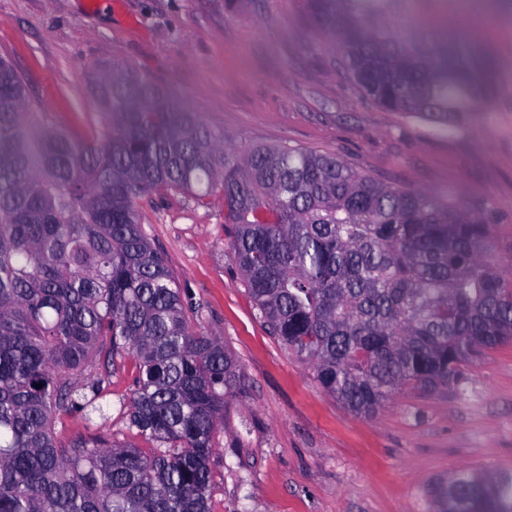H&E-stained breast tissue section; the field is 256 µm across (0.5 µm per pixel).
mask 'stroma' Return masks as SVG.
<instances>
[{
  "mask_svg": "<svg viewBox=\"0 0 512 512\" xmlns=\"http://www.w3.org/2000/svg\"><path fill=\"white\" fill-rule=\"evenodd\" d=\"M484 34L497 96L447 131L363 98L331 64L305 0H0V54L50 126L95 135L101 74L129 68L223 132L225 147L317 150L386 183L486 206L491 246L512 267V15L492 13ZM137 209L191 327L223 342L241 376L214 435L212 512H433L436 478L512 471V342L463 366L459 383L406 389L375 415H355L260 319L219 197L163 191ZM137 374L134 357L119 360L102 382L106 418L60 415L57 440L111 436L149 449L125 419Z\"/></svg>",
  "mask_w": 512,
  "mask_h": 512,
  "instance_id": "stroma-1",
  "label": "stroma"
}]
</instances>
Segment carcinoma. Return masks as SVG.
I'll return each instance as SVG.
<instances>
[{"mask_svg":"<svg viewBox=\"0 0 512 512\" xmlns=\"http://www.w3.org/2000/svg\"><path fill=\"white\" fill-rule=\"evenodd\" d=\"M416 0H306L368 101L448 130L495 89L484 50L404 20ZM105 122L76 140L25 111L0 56V512H211L210 458L236 361L192 330L181 289L138 220L158 191L224 199L230 251L263 322L350 412L433 391L512 340V272L492 218L286 145L224 148L153 81H99ZM126 417L150 452L57 442L58 415L105 412L101 380L127 354ZM41 388H36V385ZM434 512H512V471L435 480Z\"/></svg>","mask_w":512,"mask_h":512,"instance_id":"carcinoma-1","label":"carcinoma"}]
</instances>
